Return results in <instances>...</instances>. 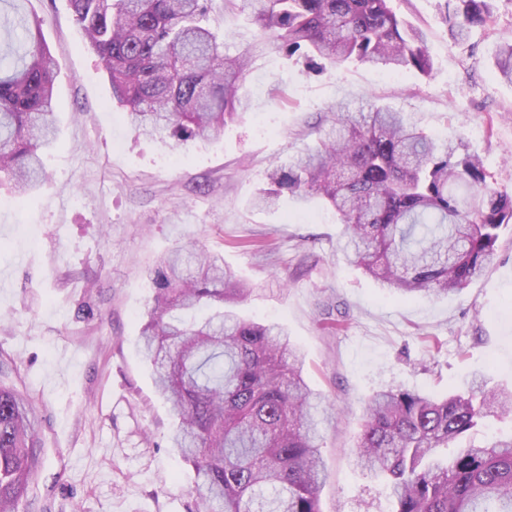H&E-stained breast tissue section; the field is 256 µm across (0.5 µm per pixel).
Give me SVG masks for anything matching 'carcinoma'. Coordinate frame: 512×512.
<instances>
[{
	"mask_svg": "<svg viewBox=\"0 0 512 512\" xmlns=\"http://www.w3.org/2000/svg\"><path fill=\"white\" fill-rule=\"evenodd\" d=\"M69 2L112 98L143 134L177 144L216 139L244 116L242 81L257 52L422 75L433 67L424 34L389 0H242L257 31L235 55L207 24L211 0ZM448 2L459 40L488 21L487 0ZM20 23L23 37L6 47L12 62L0 59V182L23 196L41 182L56 136V65L38 24ZM494 67L512 84V41L498 45ZM331 112L320 145L274 165L254 205L274 207L285 193L324 202L344 224L351 262L401 298L467 288L512 223V194L488 183L479 156L403 112L345 102ZM148 278L139 354L177 421L172 447L194 471L190 512H321L319 426L335 407L305 383L287 332L234 312L248 288L215 254L179 248ZM12 373L0 362V512H18L38 468L36 408ZM495 408H512V390L484 381L443 398L382 390L351 453L386 486L390 512H512V437L444 453Z\"/></svg>",
	"mask_w": 512,
	"mask_h": 512,
	"instance_id": "obj_1",
	"label": "carcinoma"
}]
</instances>
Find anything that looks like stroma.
Masks as SVG:
<instances>
[{"label":"stroma","mask_w":512,"mask_h":512,"mask_svg":"<svg viewBox=\"0 0 512 512\" xmlns=\"http://www.w3.org/2000/svg\"><path fill=\"white\" fill-rule=\"evenodd\" d=\"M446 3L390 0L424 34L429 76L354 61L316 72L269 52L246 76L245 118L217 141L178 145L139 136L113 103L69 0H0L1 17L38 23L57 65L47 180L23 200L0 187V356L16 362L41 430L38 491L20 512H188L193 472L137 352L153 296L146 272L178 246L223 255L251 288L241 316L283 325L308 386L335 400L322 427V512H390L349 457L375 392L441 396L477 374L512 389V224L469 288L402 300L350 263L321 201L251 205L273 162L317 146V122L336 102L369 99L465 144L488 182L512 193V85L494 72L512 0H489L488 25L465 42L448 29ZM208 22L228 53L253 39L238 2L212 0Z\"/></svg>","instance_id":"obj_1"}]
</instances>
